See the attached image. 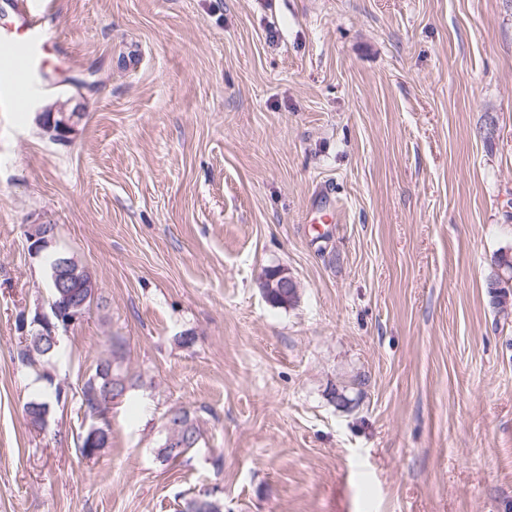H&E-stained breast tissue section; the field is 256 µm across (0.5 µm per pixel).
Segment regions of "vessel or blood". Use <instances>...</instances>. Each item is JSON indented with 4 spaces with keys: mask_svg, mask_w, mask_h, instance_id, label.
<instances>
[{
    "mask_svg": "<svg viewBox=\"0 0 512 512\" xmlns=\"http://www.w3.org/2000/svg\"><path fill=\"white\" fill-rule=\"evenodd\" d=\"M17 31H0V87L31 96L39 87L49 48L61 40L47 23L50 8L40 0H24L15 8Z\"/></svg>",
    "mask_w": 512,
    "mask_h": 512,
    "instance_id": "vessel-or-blood-1",
    "label": "vessel or blood"
}]
</instances>
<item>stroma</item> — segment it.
<instances>
[{
    "instance_id": "stroma-1",
    "label": "stroma",
    "mask_w": 512,
    "mask_h": 512,
    "mask_svg": "<svg viewBox=\"0 0 512 512\" xmlns=\"http://www.w3.org/2000/svg\"><path fill=\"white\" fill-rule=\"evenodd\" d=\"M52 2L65 55L0 96V512L204 491L224 512H512V317L487 288L512 256V0ZM56 253L96 291L38 372L16 319L47 311ZM275 267L293 306L265 297ZM106 359L128 390L89 459L81 389ZM58 391L33 429L25 403ZM179 408L203 436L165 461Z\"/></svg>"
}]
</instances>
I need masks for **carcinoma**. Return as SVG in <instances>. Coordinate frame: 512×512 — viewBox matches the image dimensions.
<instances>
[{
	"mask_svg": "<svg viewBox=\"0 0 512 512\" xmlns=\"http://www.w3.org/2000/svg\"><path fill=\"white\" fill-rule=\"evenodd\" d=\"M66 260L68 266L66 273L70 276V288L66 293L53 288L50 292V320L54 325H59L58 316L65 314L68 304L74 298H81L88 295V288L94 285L92 278L87 272L80 269L72 258L62 254H57L53 260ZM489 293L491 294V303L497 308L504 309L508 306V300L512 297V285L502 286L493 280H488ZM29 334L24 336V346L20 348L19 357L22 362L35 368L50 362L57 351H48V348L39 344L32 335L34 327L27 328ZM124 390L126 389V379L112 370V361L106 360L96 368L95 375L89 377L82 387V405L85 407V415L92 419V425L81 437L78 451L85 458L94 457L108 442L109 433L105 421V413L111 399L104 392L106 382ZM50 400L47 398H34L25 404V412L29 417L32 426L36 428L43 427L45 417L48 415ZM181 416L185 419L188 427L185 431L176 433V441L185 443V447L179 449L172 458L176 459L189 450L198 447L201 440L200 428L196 423V417L189 411L179 409L171 411L165 416L162 426V434L159 445H165L169 440L170 417ZM182 512H223V504L209 494L199 497H192L184 502Z\"/></svg>",
	"mask_w": 512,
	"mask_h": 512,
	"instance_id": "obj_1",
	"label": "carcinoma"
}]
</instances>
